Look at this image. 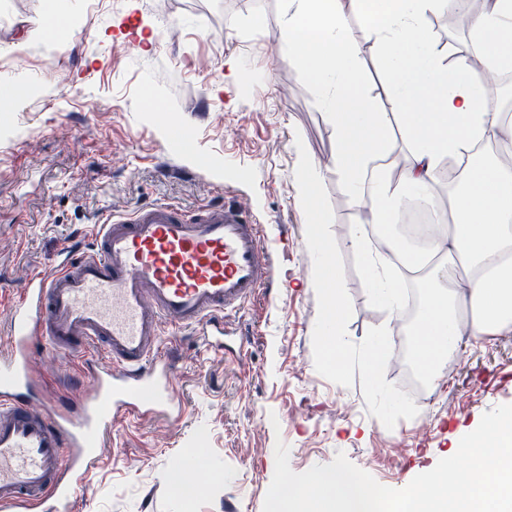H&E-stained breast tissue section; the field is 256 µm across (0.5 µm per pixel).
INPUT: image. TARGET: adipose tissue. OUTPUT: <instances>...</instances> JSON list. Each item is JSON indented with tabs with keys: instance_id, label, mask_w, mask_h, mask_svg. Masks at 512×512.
Instances as JSON below:
<instances>
[{
	"instance_id": "obj_1",
	"label": "adipose tissue",
	"mask_w": 512,
	"mask_h": 512,
	"mask_svg": "<svg viewBox=\"0 0 512 512\" xmlns=\"http://www.w3.org/2000/svg\"><path fill=\"white\" fill-rule=\"evenodd\" d=\"M286 45L307 47L304 68L329 87L336 130L337 178L354 206L380 227L385 250L373 249L367 224H357L350 246L365 257V274L391 315H399L400 283L387 270V248L397 244L393 221L407 193L432 196L443 161L464 158L448 187L452 220L433 225L429 245L405 255L403 267L427 291L415 333V354L436 370L460 337L481 338L512 326V164L489 147L512 149V124L489 108L490 77L512 70V0H482L472 15L469 40L485 60L478 79L465 58L449 59L428 34L427 16L462 0H357L358 18L374 39L386 68L387 93L406 131L396 178L370 181L389 159L390 126L361 88L360 47L343 0H283Z\"/></svg>"
}]
</instances>
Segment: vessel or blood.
<instances>
[{"instance_id":"1","label":"vessel or blood","mask_w":512,"mask_h":512,"mask_svg":"<svg viewBox=\"0 0 512 512\" xmlns=\"http://www.w3.org/2000/svg\"><path fill=\"white\" fill-rule=\"evenodd\" d=\"M88 251H64L9 309L0 353V512H71L116 412L166 415L175 372L162 335L190 329L223 350L227 316L268 279L260 227L232 205L188 215L156 202L95 225ZM83 359L94 386L73 414L55 410L30 371L36 337ZM102 351L108 365L91 354Z\"/></svg>"}]
</instances>
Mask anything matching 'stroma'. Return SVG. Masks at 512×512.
I'll list each match as a JSON object with an SVG mask.
<instances>
[{"instance_id": "obj_1", "label": "stroma", "mask_w": 512, "mask_h": 512, "mask_svg": "<svg viewBox=\"0 0 512 512\" xmlns=\"http://www.w3.org/2000/svg\"><path fill=\"white\" fill-rule=\"evenodd\" d=\"M281 0H0V303L62 250L89 245L92 225L153 202L187 212L226 202L261 226L272 287L235 315L224 350L172 336L176 408L165 417L119 413L75 512H263L275 447L301 473L344 453L380 484L401 489L448 457L482 415L512 404V327L481 345L462 338L394 429L368 410L361 385L318 374L313 259L295 170L299 148L324 168L353 313L352 342L394 323L408 345L415 321H391L349 245L360 215L336 180L326 88L300 51H286ZM58 35L32 40L33 21ZM363 91L387 74L362 28ZM237 63L229 73L228 60ZM189 132L181 147L173 129ZM32 372L54 400L90 388L77 359L33 349ZM200 471L194 499L176 494L183 458Z\"/></svg>"}]
</instances>
